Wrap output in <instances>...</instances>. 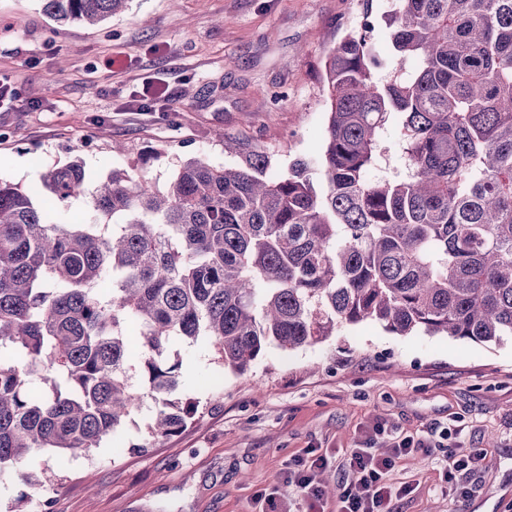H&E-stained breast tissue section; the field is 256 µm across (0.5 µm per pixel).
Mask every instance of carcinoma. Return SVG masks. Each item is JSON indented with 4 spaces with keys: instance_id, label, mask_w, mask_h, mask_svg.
<instances>
[{
    "instance_id": "cac0c4a2",
    "label": "carcinoma",
    "mask_w": 512,
    "mask_h": 512,
    "mask_svg": "<svg viewBox=\"0 0 512 512\" xmlns=\"http://www.w3.org/2000/svg\"><path fill=\"white\" fill-rule=\"evenodd\" d=\"M128 2L42 8L97 24ZM388 26L386 81L371 35L350 31L328 55L313 164L272 177L273 153L225 134L232 164L189 159L164 191L112 170L83 224L47 223L85 192L83 161L48 171L40 202L0 181V470L47 448L88 454L147 400L134 447L179 433L199 402L182 394L177 341L204 339L243 373L270 344L365 322L512 337V0H393ZM396 115L397 164L371 181ZM34 375L50 393L28 389ZM20 481L21 500L44 488Z\"/></svg>"
}]
</instances>
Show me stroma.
I'll use <instances>...</instances> for the list:
<instances>
[{
  "label": "stroma",
  "mask_w": 512,
  "mask_h": 512,
  "mask_svg": "<svg viewBox=\"0 0 512 512\" xmlns=\"http://www.w3.org/2000/svg\"><path fill=\"white\" fill-rule=\"evenodd\" d=\"M388 0H131L95 26L57 25L40 0H0V77L19 103L0 112V180L39 189L46 172L82 160L91 180L115 168L165 189L179 162L227 163L220 133L275 154V173L317 158L329 110L324 62L362 15L392 55ZM112 68H105L107 59ZM64 72H57L59 60ZM195 420L138 452L144 402L90 455L45 450L0 474V512H259L274 495L296 512L288 469L311 448L329 458L334 512L347 450L450 429L448 448L397 460L413 492L396 512H512V338L477 344L349 325L324 342L268 347L245 373L213 360L205 340L175 345ZM483 450L474 492L445 481L448 451ZM47 478L17 503L20 473Z\"/></svg>",
  "instance_id": "1"
}]
</instances>
